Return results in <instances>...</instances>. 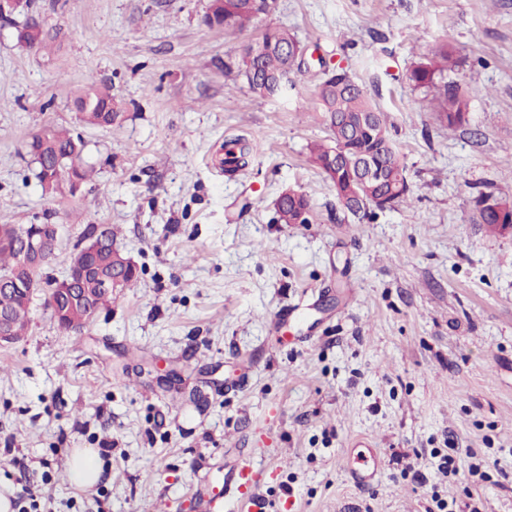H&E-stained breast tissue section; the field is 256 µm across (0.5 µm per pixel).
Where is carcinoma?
<instances>
[{
	"instance_id": "cac0c4a2",
	"label": "carcinoma",
	"mask_w": 512,
	"mask_h": 512,
	"mask_svg": "<svg viewBox=\"0 0 512 512\" xmlns=\"http://www.w3.org/2000/svg\"><path fill=\"white\" fill-rule=\"evenodd\" d=\"M277 0H224L223 13L214 14L209 25L222 27L226 32L241 31L249 22L272 14ZM306 50L304 44L288 30L271 27L262 38L243 46L237 62V75L249 91L258 97L285 96L293 88L291 76L302 71L303 60L290 65L295 50ZM455 49L445 45L420 54L408 73L416 89H429L443 82L441 110L443 122L455 128L465 122L468 100L446 81L445 72L455 66ZM320 111L329 131L327 139L310 147V161L325 176L336 194L349 200H366L369 208L353 212L361 218H373L376 212L393 209L408 201L410 186L406 168L388 127V116L376 103L366 87L355 86L346 70L323 71L318 86ZM78 119L89 127L110 129L121 119V103H112V88L92 78L72 96ZM37 143L49 151L47 162L58 159L65 168L87 182L92 169L83 155L85 142L70 129L55 124L38 130ZM17 225L0 224V280L11 276L18 258L13 248ZM92 310L73 313L72 321L90 323L95 314L112 303V295L99 291L95 276L78 279ZM20 306L15 323L16 335L27 334L30 321V301L0 292V303Z\"/></svg>"
}]
</instances>
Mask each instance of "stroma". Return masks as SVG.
Here are the masks:
<instances>
[{
	"label": "stroma",
	"instance_id": "stroma-1",
	"mask_svg": "<svg viewBox=\"0 0 512 512\" xmlns=\"http://www.w3.org/2000/svg\"><path fill=\"white\" fill-rule=\"evenodd\" d=\"M209 0H38L50 50L0 26V224H58L46 270L62 278L86 229L104 224L137 287L82 331L42 297L0 348V487L37 491L46 512H209L250 460L252 512H512V230L482 224L480 193L512 188V0H278L229 34ZM308 48L288 95L254 97L242 47L267 25ZM456 48L469 94L443 127L438 90L406 75L419 53ZM370 86L406 167L409 203L346 218L309 160L328 131L323 68ZM124 104L121 128L81 126L88 77ZM58 123L94 166L75 209L43 195L26 150ZM250 145L225 171L226 140ZM310 195L303 224L277 222L286 187ZM382 460L357 492L345 458ZM111 443L93 487L72 485L75 448ZM459 450L461 470L437 468ZM23 458L18 469L10 456Z\"/></svg>",
	"mask_w": 512,
	"mask_h": 512
}]
</instances>
